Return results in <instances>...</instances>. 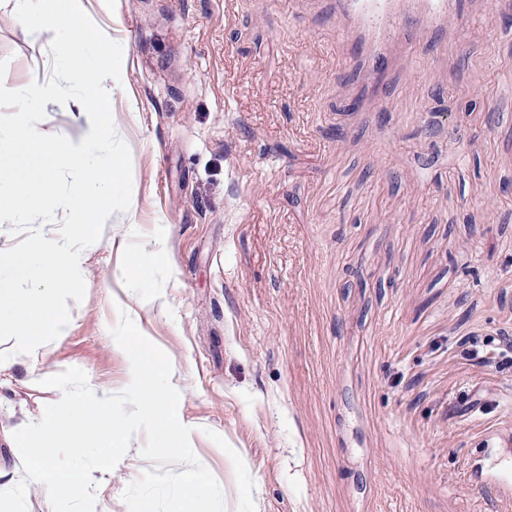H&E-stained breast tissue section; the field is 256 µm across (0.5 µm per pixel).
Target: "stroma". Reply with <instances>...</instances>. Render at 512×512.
<instances>
[{"label": "stroma", "instance_id": "stroma-1", "mask_svg": "<svg viewBox=\"0 0 512 512\" xmlns=\"http://www.w3.org/2000/svg\"><path fill=\"white\" fill-rule=\"evenodd\" d=\"M80 4L122 46L132 211L88 252L66 336L0 342V490L23 476L4 433L61 397L41 379L77 367L100 398L130 384L124 312L170 358L226 512H512L464 474L512 431V366L463 354L512 342V0H473L455 48L399 47L370 112L326 0ZM0 59L12 90L52 75L13 0ZM144 442L93 471L100 512H128Z\"/></svg>", "mask_w": 512, "mask_h": 512}]
</instances>
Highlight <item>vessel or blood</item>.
I'll return each mask as SVG.
<instances>
[{
  "label": "vessel or blood",
  "mask_w": 512,
  "mask_h": 512,
  "mask_svg": "<svg viewBox=\"0 0 512 512\" xmlns=\"http://www.w3.org/2000/svg\"><path fill=\"white\" fill-rule=\"evenodd\" d=\"M470 0H335L333 14L341 45L361 49V64L372 95L387 94L386 71L395 44L421 45L452 32L469 14ZM511 455L485 440L467 460L465 472L475 485L494 484L512 493V479L489 466L490 458Z\"/></svg>",
  "instance_id": "b4317fda"
}]
</instances>
